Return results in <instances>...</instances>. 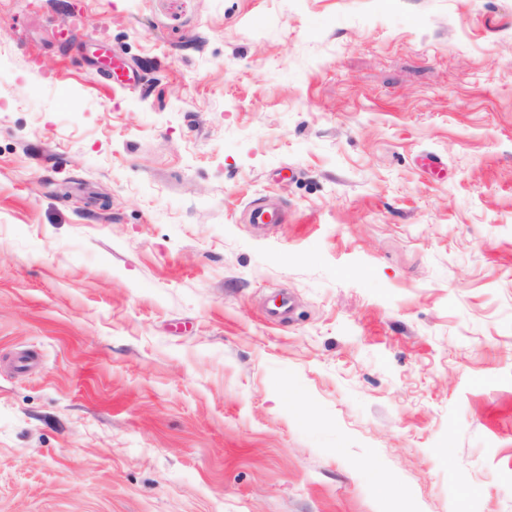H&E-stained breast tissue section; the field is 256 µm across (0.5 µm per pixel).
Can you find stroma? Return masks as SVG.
Segmentation results:
<instances>
[{
    "label": "stroma",
    "mask_w": 512,
    "mask_h": 512,
    "mask_svg": "<svg viewBox=\"0 0 512 512\" xmlns=\"http://www.w3.org/2000/svg\"><path fill=\"white\" fill-rule=\"evenodd\" d=\"M0 512H512V0H0ZM248 218L252 227L259 229L268 224H279L282 221V213L263 199L257 200L251 205Z\"/></svg>",
    "instance_id": "1"
}]
</instances>
